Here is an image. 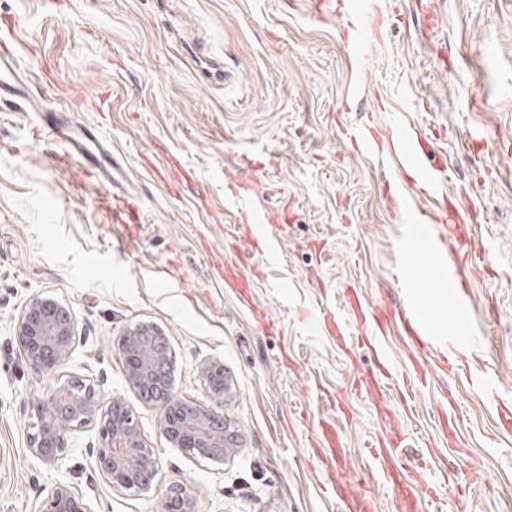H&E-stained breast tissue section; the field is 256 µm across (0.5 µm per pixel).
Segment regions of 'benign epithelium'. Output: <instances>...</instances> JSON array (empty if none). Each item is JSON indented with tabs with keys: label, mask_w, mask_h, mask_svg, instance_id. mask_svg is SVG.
<instances>
[{
	"label": "benign epithelium",
	"mask_w": 512,
	"mask_h": 512,
	"mask_svg": "<svg viewBox=\"0 0 512 512\" xmlns=\"http://www.w3.org/2000/svg\"><path fill=\"white\" fill-rule=\"evenodd\" d=\"M15 338L29 367L56 372L72 358L80 337L68 305L52 297H36L22 309ZM128 384L145 401L161 410L160 432L174 448L222 462L238 447V437L212 408L181 400L175 391V360L169 337L140 325L118 337ZM210 403L224 402V363L211 359L198 367ZM83 379L60 375L56 384L37 398L32 451L53 463L68 448L77 428L99 427L96 470L114 487L146 491L158 470L154 448L143 438L123 397L83 389ZM195 495L179 488L166 496L162 512H196ZM40 512H87L82 499L66 484L57 485Z\"/></svg>",
	"instance_id": "1"
}]
</instances>
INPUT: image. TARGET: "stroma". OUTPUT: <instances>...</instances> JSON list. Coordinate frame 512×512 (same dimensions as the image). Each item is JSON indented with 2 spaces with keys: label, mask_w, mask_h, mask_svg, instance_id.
Returning a JSON list of instances; mask_svg holds the SVG:
<instances>
[{
  "label": "stroma",
  "mask_w": 512,
  "mask_h": 512,
  "mask_svg": "<svg viewBox=\"0 0 512 512\" xmlns=\"http://www.w3.org/2000/svg\"><path fill=\"white\" fill-rule=\"evenodd\" d=\"M391 14L384 42L365 60L347 48L350 20L324 23L306 0H0V30L15 24L22 72L43 103L80 126H103L112 180L86 186L60 162L32 115L0 108V512H39L66 484L88 512H160L186 487L197 512H345L320 488L312 430L330 415L312 392L342 395L348 458L383 512L401 502L375 473L367 448L384 428L372 400L353 389L371 369L366 350L339 348L323 314L359 291L374 304L402 301L447 320L472 346L478 368L512 398V0H379ZM221 59L223 79L205 81L188 45ZM403 124L435 138L447 163L444 189L480 214L474 244L444 254L470 271L468 306L453 303L428 241L451 224L412 235L417 193L388 152L355 153L347 130ZM181 152L196 179L172 192L159 169ZM251 179L254 204L281 245L269 262L235 236L224 178ZM134 195L138 227L120 223L101 196ZM225 257L256 270L263 323L218 288ZM168 276H158V267ZM69 305L81 341L66 365L105 395L123 396L158 458L151 490L111 487L95 474L97 427L72 432L49 464L31 450L34 405L53 373L33 372L14 337L37 295ZM149 325L169 336L176 393L207 405L199 365L224 362L218 412L239 447L216 463L185 454L160 434L157 410L127 383L115 349L122 332ZM463 411L468 458L449 453L457 504L438 488L437 512H512V432L495 427L493 402L465 372L437 376L418 393L405 449L423 464L446 440L433 415L443 397Z\"/></svg>",
  "instance_id": "1"
}]
</instances>
